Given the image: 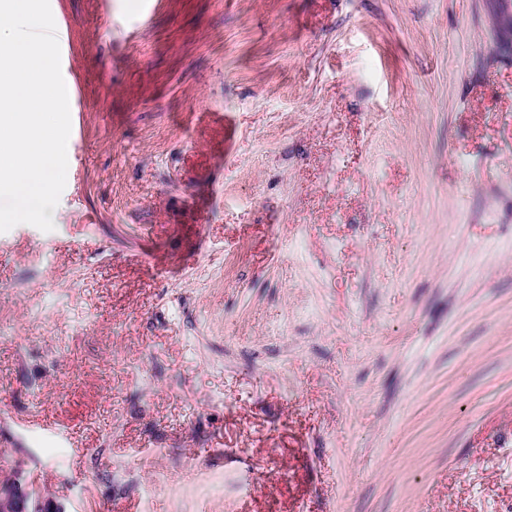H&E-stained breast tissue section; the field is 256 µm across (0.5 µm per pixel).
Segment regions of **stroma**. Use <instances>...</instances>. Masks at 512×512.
Instances as JSON below:
<instances>
[{
  "label": "stroma",
  "mask_w": 512,
  "mask_h": 512,
  "mask_svg": "<svg viewBox=\"0 0 512 512\" xmlns=\"http://www.w3.org/2000/svg\"><path fill=\"white\" fill-rule=\"evenodd\" d=\"M50 6L83 123L54 230L0 233L34 491L512 512V0Z\"/></svg>",
  "instance_id": "stroma-1"
}]
</instances>
